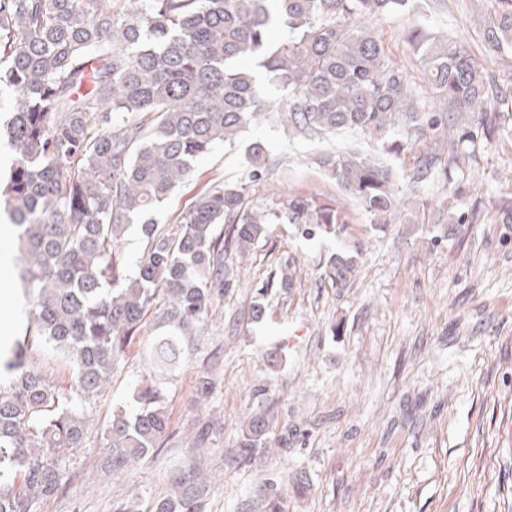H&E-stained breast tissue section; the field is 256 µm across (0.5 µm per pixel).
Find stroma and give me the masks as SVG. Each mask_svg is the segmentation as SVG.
<instances>
[{
    "label": "stroma",
    "mask_w": 512,
    "mask_h": 512,
    "mask_svg": "<svg viewBox=\"0 0 512 512\" xmlns=\"http://www.w3.org/2000/svg\"><path fill=\"white\" fill-rule=\"evenodd\" d=\"M487 3L417 0L412 14L371 24L413 81L423 68L404 32L416 26L464 41L475 64L512 89V54L484 49ZM255 139L268 145L273 167L250 183L249 205L277 212L295 194L343 197L315 162L322 143L289 136L272 114L235 146L200 158L155 223L175 224L203 187L245 178L244 148ZM416 191L427 208L385 226L352 205L340 238L307 239L279 221L234 258L237 282L214 300L206 335L158 380L170 439L117 476L105 466L111 450L101 429L113 409L133 408L151 371L147 347L159 322L156 312L145 315L109 391L90 405L89 438L43 512H113L132 493L146 510L190 463L207 479L204 512H512V135L479 148L451 183L438 177ZM13 237V226L0 223V313L21 336L30 305L14 285ZM345 245L359 246L360 261L341 289L322 263ZM285 270L291 288L268 292L264 320L252 322L258 290ZM273 347L283 356L275 366L266 360ZM203 373L212 382L206 398L197 393ZM260 409L274 439L243 453L242 434ZM200 430L207 440L198 446Z\"/></svg>",
    "instance_id": "35a3bbf8"
}]
</instances>
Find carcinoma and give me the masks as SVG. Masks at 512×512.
Listing matches in <instances>:
<instances>
[{
    "mask_svg": "<svg viewBox=\"0 0 512 512\" xmlns=\"http://www.w3.org/2000/svg\"><path fill=\"white\" fill-rule=\"evenodd\" d=\"M484 39L492 55L512 52V0H490ZM415 0H0V94L13 95L6 129L13 162L0 204L19 228L32 292L34 335L17 341L0 371V512H41L63 486L71 454L84 446L80 406L112 379L143 317L161 308L169 335L150 346L154 367L175 366L207 329L214 296L233 287L229 256L242 257L274 220L301 235L334 234L348 223L340 198L288 197L278 213L248 207L247 181L271 170L265 144L249 145L247 180L203 190L170 228L152 213L200 157L233 144L276 112L310 139L354 131L366 150L324 151L318 165L374 224L404 205L394 167L412 160L409 180L461 164L458 146L509 132L512 93L476 67L462 42L420 29L416 43L436 110L412 92L404 67L385 54L373 17L414 11ZM283 27L287 38L270 40ZM285 92L279 103L265 83ZM133 224L145 241L134 273L120 244ZM225 225L224 237L215 235ZM357 250L324 258L338 288L356 277ZM71 373L57 387L37 363L38 346ZM134 413L119 409L103 430L107 467L123 474L169 438L163 395L143 381ZM271 419L250 417L240 447L266 446ZM201 469L187 465L151 512H202Z\"/></svg>",
    "mask_w": 512,
    "mask_h": 512,
    "instance_id": "1",
    "label": "carcinoma"
}]
</instances>
